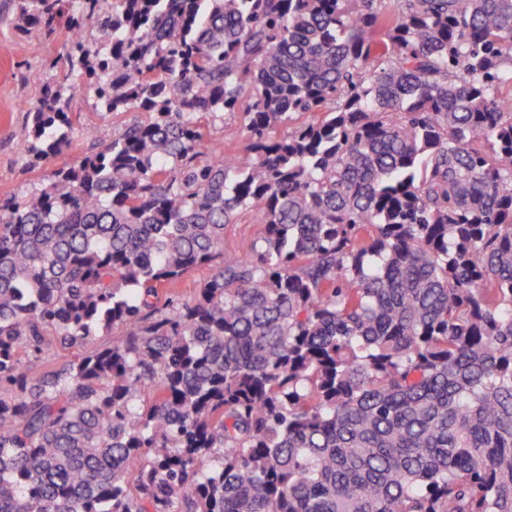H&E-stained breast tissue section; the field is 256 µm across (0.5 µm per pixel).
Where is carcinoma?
Returning <instances> with one entry per match:
<instances>
[{"instance_id":"carcinoma-1","label":"carcinoma","mask_w":512,"mask_h":512,"mask_svg":"<svg viewBox=\"0 0 512 512\" xmlns=\"http://www.w3.org/2000/svg\"><path fill=\"white\" fill-rule=\"evenodd\" d=\"M13 2L148 117L0 199V512H512V0ZM237 224H229L224 232V249L242 251L251 242L258 239L262 231L260 217L254 212L243 211L238 216Z\"/></svg>"}]
</instances>
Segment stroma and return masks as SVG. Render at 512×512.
Listing matches in <instances>:
<instances>
[{
    "mask_svg": "<svg viewBox=\"0 0 512 512\" xmlns=\"http://www.w3.org/2000/svg\"><path fill=\"white\" fill-rule=\"evenodd\" d=\"M9 2L0 0V199L22 197L41 188L54 169L75 163L86 152L111 143L128 119L124 113L102 111L93 93L75 86L71 91L72 120L79 136L72 148L49 159L25 156L21 144L28 133L27 109L53 79L50 63L61 44L36 33L20 36Z\"/></svg>",
    "mask_w": 512,
    "mask_h": 512,
    "instance_id": "35a3bbf8",
    "label": "stroma"
}]
</instances>
